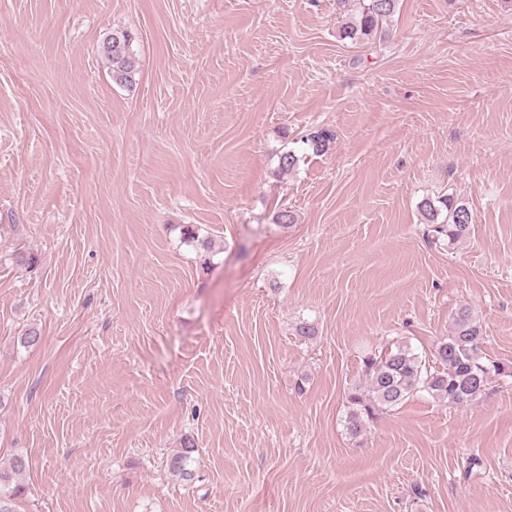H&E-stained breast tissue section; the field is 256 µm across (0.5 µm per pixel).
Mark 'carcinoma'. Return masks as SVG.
<instances>
[{
    "label": "carcinoma",
    "instance_id": "carcinoma-1",
    "mask_svg": "<svg viewBox=\"0 0 512 512\" xmlns=\"http://www.w3.org/2000/svg\"><path fill=\"white\" fill-rule=\"evenodd\" d=\"M337 5L355 12V17L341 30V38L360 44H372L386 36V26L394 16L398 0H336ZM113 42L111 51L99 50L107 62L112 81L131 88L135 84L138 60L133 49L135 33L114 29L102 42ZM334 134L329 129H317L301 138L304 150L314 154L324 152ZM420 210L435 236L448 238V246L467 239L475 224L473 212L466 202L452 195L427 198ZM486 336L471 309L462 306L453 318L452 328L444 341L438 343L427 358L408 344L396 343L379 354L363 358L364 384L348 392L344 425L354 440L362 438L380 412L393 409L418 392L456 407L468 406L486 395L492 379L512 377V365L487 358L484 352ZM197 453L194 438H183L181 448L168 460L170 474L188 480L193 476L190 464ZM22 457L14 459L12 469L0 470V512H16L14 500L23 487L15 483L14 475L25 468Z\"/></svg>",
    "mask_w": 512,
    "mask_h": 512
}]
</instances>
